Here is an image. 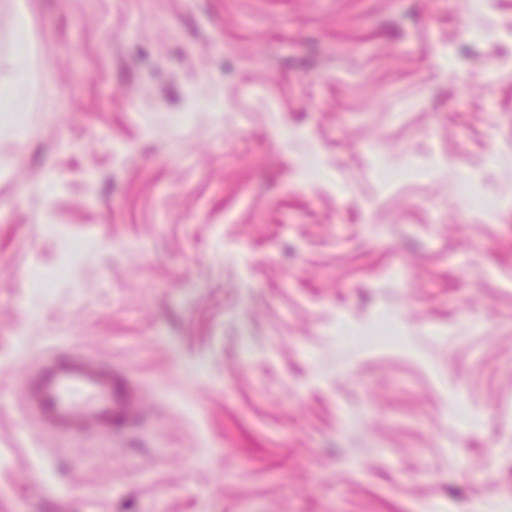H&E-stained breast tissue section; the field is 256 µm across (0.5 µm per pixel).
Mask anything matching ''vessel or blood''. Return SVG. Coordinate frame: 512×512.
Wrapping results in <instances>:
<instances>
[{
    "label": "vessel or blood",
    "instance_id": "b4317fda",
    "mask_svg": "<svg viewBox=\"0 0 512 512\" xmlns=\"http://www.w3.org/2000/svg\"><path fill=\"white\" fill-rule=\"evenodd\" d=\"M22 399L40 427L56 437L118 436L142 415L130 372L71 345H55L26 376Z\"/></svg>",
    "mask_w": 512,
    "mask_h": 512
}]
</instances>
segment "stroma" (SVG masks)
Returning a JSON list of instances; mask_svg holds the SVG:
<instances>
[{"label": "stroma", "mask_w": 512, "mask_h": 512, "mask_svg": "<svg viewBox=\"0 0 512 512\" xmlns=\"http://www.w3.org/2000/svg\"><path fill=\"white\" fill-rule=\"evenodd\" d=\"M15 32L0 0V512H512V0ZM60 342L130 368L136 432L33 430Z\"/></svg>", "instance_id": "stroma-1"}]
</instances>
